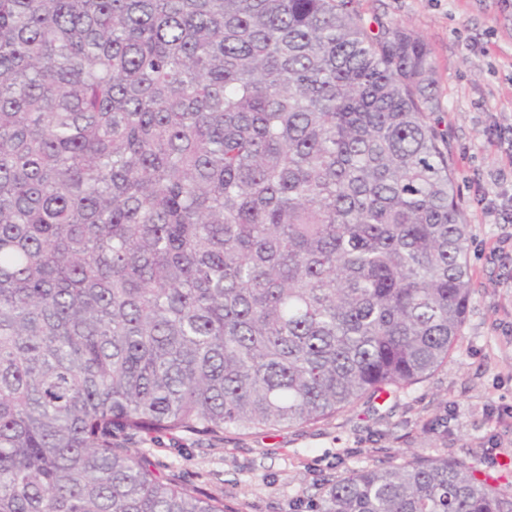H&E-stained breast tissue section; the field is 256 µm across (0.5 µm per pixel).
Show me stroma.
I'll use <instances>...</instances> for the list:
<instances>
[{"mask_svg": "<svg viewBox=\"0 0 512 512\" xmlns=\"http://www.w3.org/2000/svg\"><path fill=\"white\" fill-rule=\"evenodd\" d=\"M355 8L420 36L436 64L435 116L448 129L470 224V310L447 365L398 397L268 434L128 440L161 476L222 495L231 512H310L337 478L413 451L465 461L478 477L512 486V206L491 203L498 175H512V0H356ZM441 405L444 436L431 429Z\"/></svg>", "mask_w": 512, "mask_h": 512, "instance_id": "1", "label": "stroma"}]
</instances>
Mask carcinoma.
<instances>
[{
    "instance_id": "cac0c4a2",
    "label": "carcinoma",
    "mask_w": 512,
    "mask_h": 512,
    "mask_svg": "<svg viewBox=\"0 0 512 512\" xmlns=\"http://www.w3.org/2000/svg\"><path fill=\"white\" fill-rule=\"evenodd\" d=\"M436 67L353 0H0V512H224L119 434L397 394L459 346ZM317 512H512L446 458Z\"/></svg>"
}]
</instances>
